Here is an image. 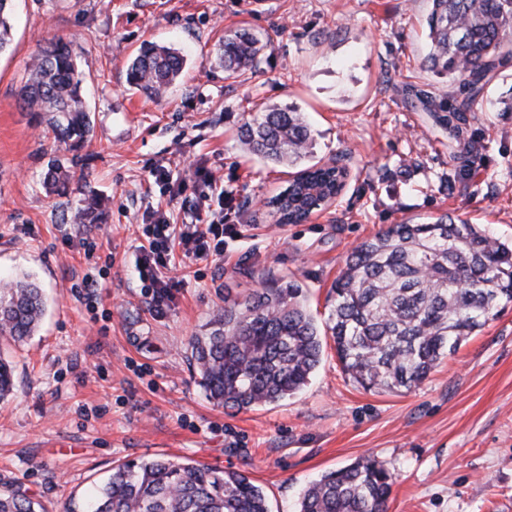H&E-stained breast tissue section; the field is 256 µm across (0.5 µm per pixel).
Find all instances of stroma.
I'll use <instances>...</instances> for the list:
<instances>
[{
	"label": "stroma",
	"mask_w": 512,
	"mask_h": 512,
	"mask_svg": "<svg viewBox=\"0 0 512 512\" xmlns=\"http://www.w3.org/2000/svg\"><path fill=\"white\" fill-rule=\"evenodd\" d=\"M430 8L431 0H13L12 41L0 52V280L28 278L46 310L24 342L0 340L14 382L0 401V489L26 490L61 512L119 463L170 458L245 471L270 512H299L310 481L370 455L392 475L388 512H512V308L402 394L354 384L327 336L303 390L231 412L207 398L188 349L225 297L273 280H298L325 324L347 256L389 225L447 213L512 238V60L465 113L479 155L447 181L448 132L414 92L444 94L449 108L465 94L424 66ZM240 28L263 50L255 69L234 78L219 46ZM54 37L78 57L93 126L82 151L88 176L66 196L43 185L51 130L18 101L27 64ZM146 41L187 59L159 100L126 82ZM272 104L302 113L314 161L349 173L336 200L301 224L278 223L266 205L287 188L290 168L239 139L251 113ZM160 165L164 186L151 176ZM201 171L213 182L198 180ZM87 193L98 196L102 223L71 222ZM223 194L234 227L223 259L176 256L166 274L179 286L164 314H152L135 270L145 210L206 223ZM88 276L100 285L90 304L73 293Z\"/></svg>",
	"instance_id": "stroma-1"
}]
</instances>
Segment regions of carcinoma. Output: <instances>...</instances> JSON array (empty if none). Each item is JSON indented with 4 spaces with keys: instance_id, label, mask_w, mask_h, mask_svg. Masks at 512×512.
<instances>
[{
    "instance_id": "obj_1",
    "label": "carcinoma",
    "mask_w": 512,
    "mask_h": 512,
    "mask_svg": "<svg viewBox=\"0 0 512 512\" xmlns=\"http://www.w3.org/2000/svg\"><path fill=\"white\" fill-rule=\"evenodd\" d=\"M12 0H0V51L11 42ZM430 49L425 65L467 91L471 109L505 58L512 55V0H432L426 19ZM260 39L246 29L224 36V71L240 76L259 62ZM176 48L144 42L127 69V84L150 99L162 98L182 74ZM84 76L69 42L58 37L28 65L18 98L47 116L62 157L45 177L58 196L85 179L78 151L88 140L90 118ZM417 99L456 143L459 170L474 163L479 145L443 115L436 97ZM247 149L288 166L312 155L313 137L294 108L267 106L241 129ZM345 168L307 165L268 205L280 224H300L338 194ZM73 220H102L96 203L79 201ZM512 304V241L443 214L423 224H392L362 241L345 261L330 291L327 330L344 372L366 391L398 393L421 384L443 358ZM44 312L41 289L26 279L0 287V339L33 335ZM191 359L211 400L236 412L286 399L305 387L319 366L323 343L295 281L224 298L202 335L190 337ZM13 390L12 368L0 358V399ZM392 476L376 458L329 471L303 491L299 512H387ZM25 492L0 490V512H38ZM85 512H269L262 489L243 472L169 459L128 461L90 500Z\"/></svg>"
}]
</instances>
